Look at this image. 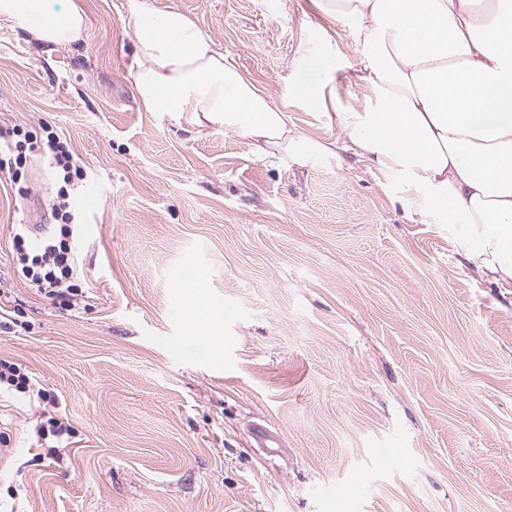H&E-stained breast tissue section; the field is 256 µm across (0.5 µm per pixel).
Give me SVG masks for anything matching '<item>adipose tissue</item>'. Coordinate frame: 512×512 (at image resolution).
<instances>
[{
  "label": "adipose tissue",
  "mask_w": 512,
  "mask_h": 512,
  "mask_svg": "<svg viewBox=\"0 0 512 512\" xmlns=\"http://www.w3.org/2000/svg\"><path fill=\"white\" fill-rule=\"evenodd\" d=\"M51 0H0V18L52 48L82 41L85 17ZM353 25L370 106L340 136L314 138L245 77L186 14L136 0L135 97L179 127L248 138L255 160L306 167L344 151L396 178L400 201L447 228L493 280H512V0H317Z\"/></svg>",
  "instance_id": "ef3b65f1"
}]
</instances>
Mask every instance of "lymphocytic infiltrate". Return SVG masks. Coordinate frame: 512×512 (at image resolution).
I'll return each mask as SVG.
<instances>
[{"label":"lymphocytic infiltrate","mask_w":512,"mask_h":512,"mask_svg":"<svg viewBox=\"0 0 512 512\" xmlns=\"http://www.w3.org/2000/svg\"><path fill=\"white\" fill-rule=\"evenodd\" d=\"M33 152L46 157L50 166L62 175L55 204L61 222L54 235L46 237L36 247L27 240L26 225H15L12 246L16 252L17 272L47 298L70 300L82 293L75 273L76 229L70 192L87 173L75 160L68 143L57 133L47 132L45 138L40 139L18 125L0 129V172L17 174L28 154Z\"/></svg>","instance_id":"lymphocytic-infiltrate-1"}]
</instances>
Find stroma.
<instances>
[{
  "mask_svg": "<svg viewBox=\"0 0 512 512\" xmlns=\"http://www.w3.org/2000/svg\"><path fill=\"white\" fill-rule=\"evenodd\" d=\"M151 3L309 136L368 104L350 27L312 0ZM56 5L84 13L83 42L47 51L0 18V127L56 132L87 172L77 196L103 201L80 216L82 296L52 300L17 276L10 233H52L59 177L40 157L0 174V359L48 394L0 389V512H512V281L351 153L264 164L237 133L145 111L132 0ZM316 57L333 62L320 107L291 94ZM200 271L210 341L169 314ZM51 417L73 428L57 454L36 433ZM255 423L282 446L254 444ZM326 483L348 492L322 501Z\"/></svg>",
  "mask_w": 512,
  "mask_h": 512,
  "instance_id": "35a3bbf8",
  "label": "stroma"
}]
</instances>
